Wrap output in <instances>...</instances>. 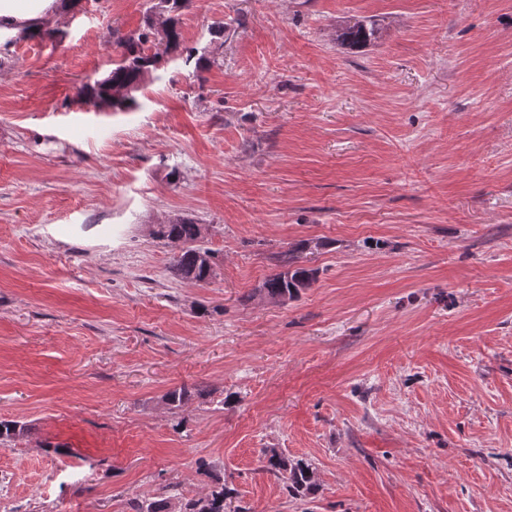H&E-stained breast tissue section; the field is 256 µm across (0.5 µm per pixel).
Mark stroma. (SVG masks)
<instances>
[{"label": "stroma", "mask_w": 512, "mask_h": 512, "mask_svg": "<svg viewBox=\"0 0 512 512\" xmlns=\"http://www.w3.org/2000/svg\"><path fill=\"white\" fill-rule=\"evenodd\" d=\"M149 5L59 6L0 56V419L30 429L0 512L217 478L247 512H512V0H188L208 67L84 104ZM354 18L381 38L337 45ZM182 219L208 283L152 235ZM302 240L317 282L259 294ZM203 233L200 224L184 219L178 224H158L153 230L157 239L182 245L174 257L175 272L182 279L207 283L214 275L212 252L195 245ZM265 457V471L281 480L289 494L307 496L318 490L314 469L308 461L288 458L274 448L266 449Z\"/></svg>", "instance_id": "obj_1"}]
</instances>
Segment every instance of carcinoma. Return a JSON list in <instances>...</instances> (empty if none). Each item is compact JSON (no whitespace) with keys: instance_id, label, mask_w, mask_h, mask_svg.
Returning a JSON list of instances; mask_svg holds the SVG:
<instances>
[{"instance_id":"carcinoma-1","label":"carcinoma","mask_w":512,"mask_h":512,"mask_svg":"<svg viewBox=\"0 0 512 512\" xmlns=\"http://www.w3.org/2000/svg\"><path fill=\"white\" fill-rule=\"evenodd\" d=\"M185 0H156L149 8L144 30L117 39L122 49L121 58L112 70L101 79L86 84L80 91L81 99L98 108L113 112H128L138 106L135 93L140 90L147 77L163 61V54L181 51L186 60L194 57L195 50L183 45L178 12ZM42 34L39 24L33 23L17 29L3 43L9 48L19 40L31 39ZM379 36V25L371 19H358L336 26V43L359 49ZM153 234L159 240L181 244L180 252L174 257V269L185 280L206 283L214 275L212 252L196 246L201 237L200 225L192 220L177 224H158ZM311 249V242L302 240L291 246L283 257L284 270L265 279L260 292L278 301L294 298L300 290L309 288L317 280L318 270L301 264V255ZM191 398L186 387L168 390L162 399L171 410L182 408ZM28 427L14 420H0V443L6 445L24 437ZM265 471L282 481L288 493L307 496L315 493L319 484L315 479L312 464L302 458H289L274 448L265 452ZM232 490L224 482L216 480L211 490L197 498H184L173 503L168 497L152 501H135L133 512H245L236 507L228 510Z\"/></svg>"}]
</instances>
